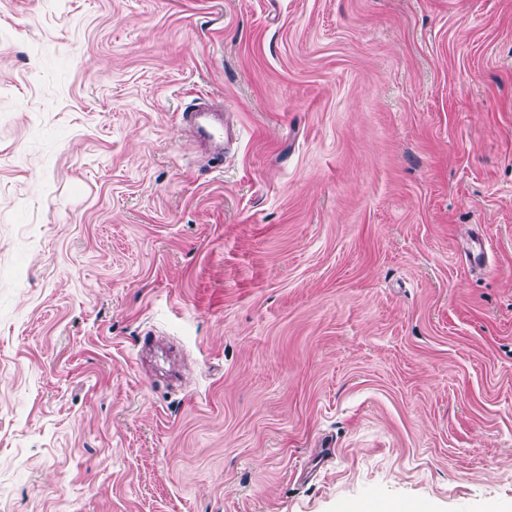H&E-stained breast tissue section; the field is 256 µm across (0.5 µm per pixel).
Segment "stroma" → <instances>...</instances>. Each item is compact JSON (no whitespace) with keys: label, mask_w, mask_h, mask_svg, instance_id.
Masks as SVG:
<instances>
[{"label":"stroma","mask_w":512,"mask_h":512,"mask_svg":"<svg viewBox=\"0 0 512 512\" xmlns=\"http://www.w3.org/2000/svg\"><path fill=\"white\" fill-rule=\"evenodd\" d=\"M0 512H512V0H0Z\"/></svg>","instance_id":"35a3bbf8"}]
</instances>
